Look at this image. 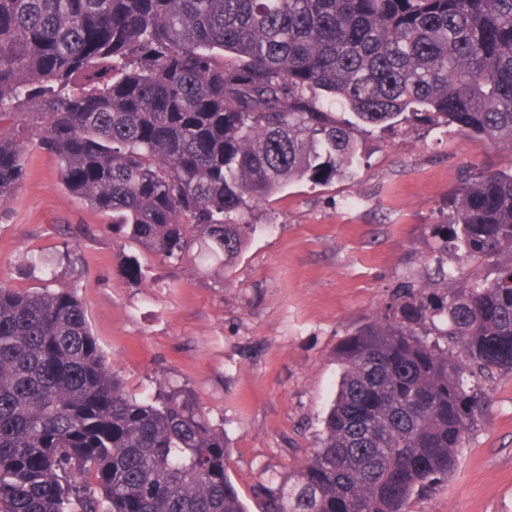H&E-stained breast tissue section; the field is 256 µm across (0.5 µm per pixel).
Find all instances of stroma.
Listing matches in <instances>:
<instances>
[{"instance_id": "stroma-1", "label": "stroma", "mask_w": 512, "mask_h": 512, "mask_svg": "<svg viewBox=\"0 0 512 512\" xmlns=\"http://www.w3.org/2000/svg\"><path fill=\"white\" fill-rule=\"evenodd\" d=\"M23 156V178L0 206V282L74 292L136 398L162 379L187 385L223 428L247 500L260 474L285 472L315 448L338 387V344L421 280L463 174L512 168V152L454 125L366 138L352 177L288 185L250 214L257 230L233 270L198 273L107 230L64 189L37 136ZM69 252L76 266L64 262ZM35 258L52 274L30 270ZM131 259L141 280L123 274ZM485 393L487 415L454 475L410 512H512V376L488 380Z\"/></svg>"}]
</instances>
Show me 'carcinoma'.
<instances>
[{
	"instance_id": "obj_1",
	"label": "carcinoma",
	"mask_w": 512,
	"mask_h": 512,
	"mask_svg": "<svg viewBox=\"0 0 512 512\" xmlns=\"http://www.w3.org/2000/svg\"><path fill=\"white\" fill-rule=\"evenodd\" d=\"M413 121L512 152V0H0V205L40 125L64 188L170 264L229 272L249 212ZM435 234L422 283L336 348L317 446L258 512H409L456 471L512 375V170L469 171ZM0 512L250 509L191 390L128 394L72 292L0 284Z\"/></svg>"
}]
</instances>
